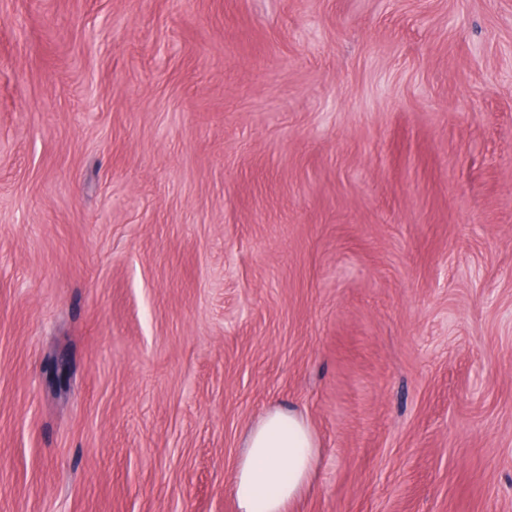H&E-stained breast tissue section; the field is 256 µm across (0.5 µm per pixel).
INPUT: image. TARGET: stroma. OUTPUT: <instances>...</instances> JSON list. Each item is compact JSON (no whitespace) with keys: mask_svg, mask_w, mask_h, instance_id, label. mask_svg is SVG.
<instances>
[{"mask_svg":"<svg viewBox=\"0 0 512 512\" xmlns=\"http://www.w3.org/2000/svg\"><path fill=\"white\" fill-rule=\"evenodd\" d=\"M512 512V0H0V512ZM232 484L238 512H287L312 488L318 444L308 423L280 408L268 410L245 434Z\"/></svg>","mask_w":512,"mask_h":512,"instance_id":"1","label":"stroma"}]
</instances>
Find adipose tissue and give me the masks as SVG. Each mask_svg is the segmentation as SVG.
Masks as SVG:
<instances>
[{
	"label": "adipose tissue",
	"mask_w": 512,
	"mask_h": 512,
	"mask_svg": "<svg viewBox=\"0 0 512 512\" xmlns=\"http://www.w3.org/2000/svg\"><path fill=\"white\" fill-rule=\"evenodd\" d=\"M318 444L308 423L280 408L268 410L245 434L232 484L237 512H286L310 490Z\"/></svg>",
	"instance_id": "ef3b65f1"
}]
</instances>
